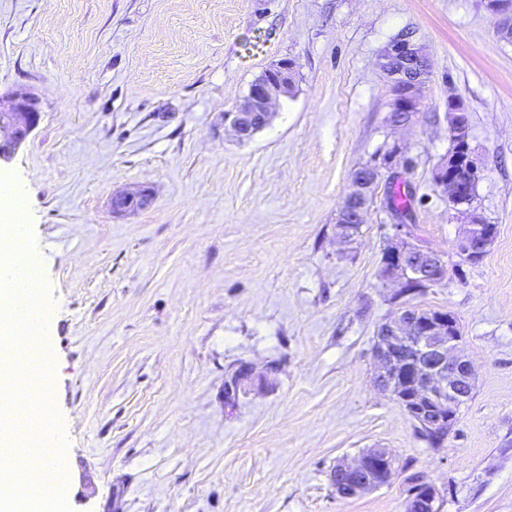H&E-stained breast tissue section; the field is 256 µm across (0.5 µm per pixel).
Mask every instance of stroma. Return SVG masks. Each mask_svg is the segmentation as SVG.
Wrapping results in <instances>:
<instances>
[{"label": "stroma", "instance_id": "obj_1", "mask_svg": "<svg viewBox=\"0 0 512 512\" xmlns=\"http://www.w3.org/2000/svg\"><path fill=\"white\" fill-rule=\"evenodd\" d=\"M402 34L431 71L395 130L378 57ZM288 60L293 95L236 140L225 113ZM24 91L41 119L0 172L51 300L72 512H404L417 472L441 512H512V41L487 0H0V93ZM452 98L497 227L476 262L432 180ZM396 142L411 222L449 269L410 302L456 316L476 373L438 448L372 384L398 310L384 193L354 240L336 230L352 171ZM143 189L147 207L114 210ZM373 446L389 482L338 497L336 461Z\"/></svg>", "mask_w": 512, "mask_h": 512}]
</instances>
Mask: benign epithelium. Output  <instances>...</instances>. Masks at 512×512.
Masks as SVG:
<instances>
[{"label":"benign epithelium","instance_id":"benign-epithelium-1","mask_svg":"<svg viewBox=\"0 0 512 512\" xmlns=\"http://www.w3.org/2000/svg\"><path fill=\"white\" fill-rule=\"evenodd\" d=\"M491 11L498 16V29H512V0H491ZM380 68L391 83L393 99L387 116L393 128L412 126L423 101L421 72L429 67L423 50L414 43L398 40L388 45L380 57ZM292 64L280 63L263 81L252 84L235 111L224 113L238 140L250 139L263 129L272 116V105L281 96L293 92ZM464 108L448 103L451 139L462 154L446 156L433 172L435 184L455 207L470 205L469 189L480 178V168L469 149V126ZM41 115L40 99L31 92L0 95V161L8 160ZM402 154L395 143L380 160L356 168L350 179L345 201L336 214L341 237L350 240L364 223L382 171L398 175L396 165ZM146 191L121 193L113 197L118 211L136 210L147 205ZM394 235L384 252L385 279L405 285H429L447 278L448 267L442 256L416 238L405 220L393 215ZM496 235L491 225L475 213L469 228L458 240L459 253L475 260L488 252ZM372 354L375 360L374 385L404 407L423 429L436 434L455 424L458 408L465 404L475 386L472 364L463 347L457 318L451 313H434L404 304L397 315L379 324ZM394 469V459L385 448H365L352 461L339 460L330 474L336 495L357 498L384 485ZM441 492L425 477L410 494L405 512H440Z\"/></svg>","mask_w":512,"mask_h":512}]
</instances>
